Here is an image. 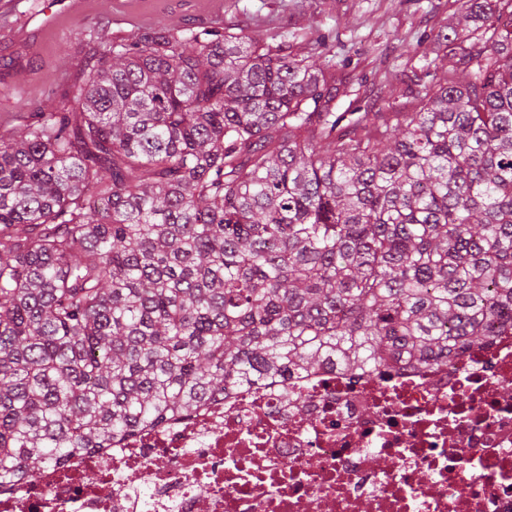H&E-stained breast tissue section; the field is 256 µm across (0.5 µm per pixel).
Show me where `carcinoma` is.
<instances>
[{
    "label": "carcinoma",
    "mask_w": 512,
    "mask_h": 512,
    "mask_svg": "<svg viewBox=\"0 0 512 512\" xmlns=\"http://www.w3.org/2000/svg\"><path fill=\"white\" fill-rule=\"evenodd\" d=\"M461 18L416 112L336 114L286 44L159 29L0 136V479L507 328L512 0Z\"/></svg>",
    "instance_id": "carcinoma-1"
}]
</instances>
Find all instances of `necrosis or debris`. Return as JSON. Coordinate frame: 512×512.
Segmentation results:
<instances>
[{"instance_id": "necrosis-or-debris-1", "label": "necrosis or debris", "mask_w": 512, "mask_h": 512, "mask_svg": "<svg viewBox=\"0 0 512 512\" xmlns=\"http://www.w3.org/2000/svg\"><path fill=\"white\" fill-rule=\"evenodd\" d=\"M0 512H512V331L430 366L226 391L0 483Z\"/></svg>"}]
</instances>
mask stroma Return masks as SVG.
Masks as SVG:
<instances>
[{
	"instance_id": "stroma-1",
	"label": "stroma",
	"mask_w": 512,
	"mask_h": 512,
	"mask_svg": "<svg viewBox=\"0 0 512 512\" xmlns=\"http://www.w3.org/2000/svg\"><path fill=\"white\" fill-rule=\"evenodd\" d=\"M460 0H0V136L55 107L107 40L148 29L232 27L327 62L333 112H414L417 79L443 73Z\"/></svg>"
}]
</instances>
